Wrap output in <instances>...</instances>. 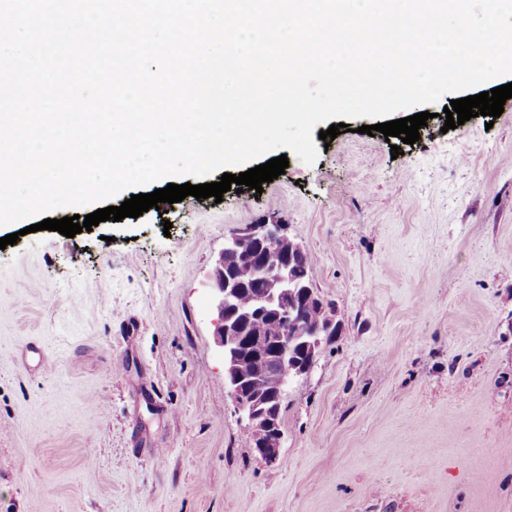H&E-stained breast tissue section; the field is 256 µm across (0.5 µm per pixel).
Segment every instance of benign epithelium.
Here are the masks:
<instances>
[{
    "instance_id": "1",
    "label": "benign epithelium",
    "mask_w": 512,
    "mask_h": 512,
    "mask_svg": "<svg viewBox=\"0 0 512 512\" xmlns=\"http://www.w3.org/2000/svg\"><path fill=\"white\" fill-rule=\"evenodd\" d=\"M275 239L281 243L282 265L265 267L255 283L257 301L276 302V313L284 327L281 336L258 331L250 336L241 332V320L232 309L237 292L230 268L241 261L251 262L262 245ZM303 248L288 233V225L273 220L245 224L224 241V250L212 271V303L215 315L214 345L222 353L230 396L247 431L255 436L257 458L272 463L280 456L283 439L281 402L288 379L307 373L319 354L324 336L336 327L333 318L324 316V307L311 300L299 304L295 290L288 288L285 270ZM249 355L255 377L270 370L280 372L276 389L263 396L253 393L244 383L239 361Z\"/></svg>"
}]
</instances>
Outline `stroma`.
<instances>
[{
    "mask_svg": "<svg viewBox=\"0 0 512 512\" xmlns=\"http://www.w3.org/2000/svg\"><path fill=\"white\" fill-rule=\"evenodd\" d=\"M449 104L398 157L352 119L262 194L0 250V512H512V98L447 131ZM272 219L339 332L287 388L266 464L210 274Z\"/></svg>",
    "mask_w": 512,
    "mask_h": 512,
    "instance_id": "obj_1",
    "label": "stroma"
}]
</instances>
